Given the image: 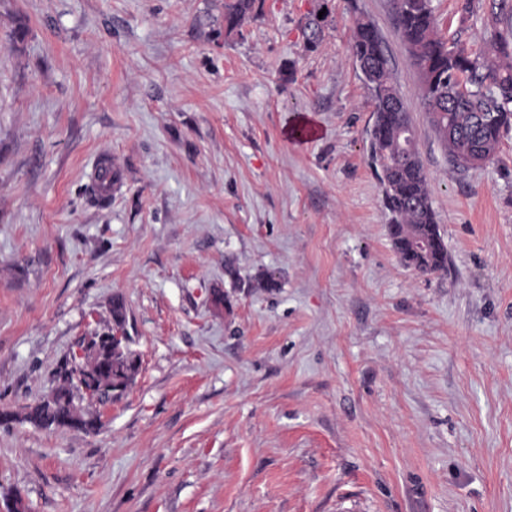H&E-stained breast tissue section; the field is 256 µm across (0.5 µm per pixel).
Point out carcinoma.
<instances>
[{
  "instance_id": "cac0c4a2",
  "label": "carcinoma",
  "mask_w": 512,
  "mask_h": 512,
  "mask_svg": "<svg viewBox=\"0 0 512 512\" xmlns=\"http://www.w3.org/2000/svg\"><path fill=\"white\" fill-rule=\"evenodd\" d=\"M397 29L420 77V96L430 126L456 168L469 169L493 161L505 134L512 131V0H460L462 16L485 11L488 33L484 47L467 48L460 40L438 32L432 0H391ZM263 0H224V34L241 31L260 13ZM328 15L308 13L300 24L306 50L322 44ZM351 56L373 103V123L367 130L366 157L379 184L388 217V232L400 262L421 274L448 270V252L439 232L430 190L409 110L389 68L383 40L364 16L355 20ZM111 337L101 340L98 365L80 368L75 358L62 362V383L51 398L23 414L0 413V419L30 422L40 428L66 427L79 410L82 430L99 426L93 403L112 400V380L131 387L138 371L129 351L113 353Z\"/></svg>"
}]
</instances>
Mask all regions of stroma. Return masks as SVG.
<instances>
[{"instance_id":"obj_1","label":"stroma","mask_w":512,"mask_h":512,"mask_svg":"<svg viewBox=\"0 0 512 512\" xmlns=\"http://www.w3.org/2000/svg\"><path fill=\"white\" fill-rule=\"evenodd\" d=\"M433 6L481 47L483 15ZM360 12L416 123L444 274L388 235ZM419 87L390 0H264L231 35L224 0H0V412L56 386L113 298L141 356L97 430L0 423V512H512V132L456 169ZM322 10L323 7L321 6L313 12H309L305 16L304 22L300 24V33L304 41V46L306 50L310 52L319 49L323 41V31L327 23L329 12L326 11L322 19H319L318 13Z\"/></svg>"}]
</instances>
